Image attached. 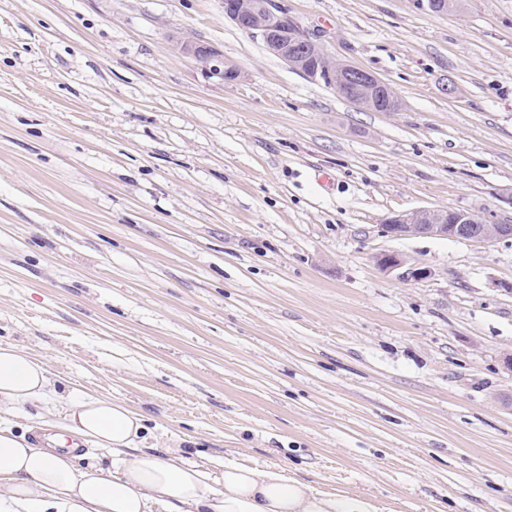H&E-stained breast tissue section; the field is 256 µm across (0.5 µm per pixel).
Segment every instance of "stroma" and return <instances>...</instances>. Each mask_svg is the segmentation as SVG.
<instances>
[{"label":"stroma","mask_w":512,"mask_h":512,"mask_svg":"<svg viewBox=\"0 0 512 512\" xmlns=\"http://www.w3.org/2000/svg\"><path fill=\"white\" fill-rule=\"evenodd\" d=\"M286 4L400 110L307 80L224 0H0V343L58 381L0 424L109 397L136 447L217 474L512 512V238L382 232L421 208L512 224V0ZM177 47L182 55L193 58L213 77L232 81L241 76L239 69L226 61L224 54L210 45L194 40H181L177 42ZM379 267L386 273H396L397 278L405 281H421L431 276L429 267L411 263L395 252H384L377 256Z\"/></svg>","instance_id":"1"}]
</instances>
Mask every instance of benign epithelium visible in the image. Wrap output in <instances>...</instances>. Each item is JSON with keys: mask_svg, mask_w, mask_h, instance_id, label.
<instances>
[{"mask_svg": "<svg viewBox=\"0 0 512 512\" xmlns=\"http://www.w3.org/2000/svg\"><path fill=\"white\" fill-rule=\"evenodd\" d=\"M412 3L418 9L436 14L454 11L452 0H412ZM224 16L242 31L261 39L289 67L312 82L329 83L352 104L375 112L399 109L400 101L389 84L366 69L329 56L291 15L283 0H226ZM177 47L213 77L228 81L241 77L239 69L210 45L181 40ZM384 232L392 238L429 235L491 243L512 237V224L491 223L460 210L422 208L387 218ZM377 263L384 272L394 273L405 281H421L432 275L430 268L412 263L395 252L379 254Z\"/></svg>", "mask_w": 512, "mask_h": 512, "instance_id": "benign-epithelium-1", "label": "benign epithelium"}]
</instances>
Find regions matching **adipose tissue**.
I'll return each instance as SVG.
<instances>
[{
  "mask_svg": "<svg viewBox=\"0 0 512 512\" xmlns=\"http://www.w3.org/2000/svg\"><path fill=\"white\" fill-rule=\"evenodd\" d=\"M53 380L23 349L0 344V408L46 398ZM142 419L123 403L86 395L42 447L0 425V498L15 512H379L370 499L322 493L276 466L225 462L222 476L177 455L133 450ZM111 451L112 464L81 465L67 438Z\"/></svg>",
  "mask_w": 512,
  "mask_h": 512,
  "instance_id": "obj_1",
  "label": "adipose tissue"
}]
</instances>
